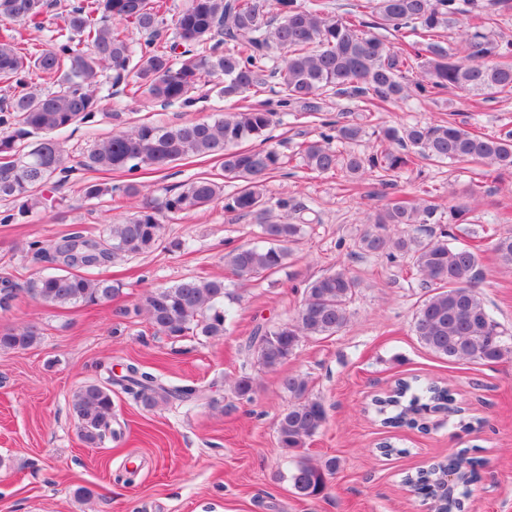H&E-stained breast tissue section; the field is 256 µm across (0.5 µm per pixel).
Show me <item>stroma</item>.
Listing matches in <instances>:
<instances>
[{"mask_svg": "<svg viewBox=\"0 0 512 512\" xmlns=\"http://www.w3.org/2000/svg\"><path fill=\"white\" fill-rule=\"evenodd\" d=\"M471 24L492 39L512 41V0H495L482 18L461 16L442 29L450 52L460 50V34ZM321 106L316 117L276 113L271 133L281 153L318 139L323 121L342 118L363 125L353 149L369 152L377 132L366 124L358 99L333 96ZM224 107L213 93L189 109L119 94L94 126L71 127L65 138L68 146L80 149L119 128L157 119L168 124L206 119ZM115 111L121 112L120 120L112 119ZM449 117L491 135L512 130V95L451 90L435 102L411 97L388 104L382 121L401 127ZM219 171L216 160L194 158L162 171L116 173L112 182L133 181L161 196ZM266 192L272 219L298 223L302 206L317 218L294 245L287 265L269 278L242 282L229 276L224 252L257 244V220L230 218L219 201L166 224L165 237L186 240L187 252L160 247L89 270L91 278L119 284L111 302L61 308L23 294L8 312L0 311V329L31 325L40 333L34 346L0 353V512H431L429 502L402 479L463 448L483 461L478 481L469 487L468 512H512V361L461 365L433 355L413 332L426 291L411 277L409 257L356 255L359 238L377 212L408 197L434 201L443 215L449 206L467 205L464 221L449 225V234L461 243L486 236L493 218L512 219V172L434 163L402 171L386 185L369 175L350 191L342 176L297 167L275 172ZM55 198L52 210L18 224H0V272L26 282L44 268L29 253L28 242L56 244L134 211L124 196L86 202L66 188ZM282 199L289 209L279 208ZM340 269L359 281L346 329L305 341L281 372L263 369L244 348L251 327L288 321L307 282ZM189 277L224 279L236 311L224 336H166L155 333L145 315L135 314L148 289ZM477 287L493 317L512 331V269L484 253ZM132 363L150 367L170 384L201 386L204 395L148 410L132 396L115 392L117 437L99 448L86 447L71 409L74 392L97 379L101 366L119 375ZM243 373L257 382L248 401L230 388ZM283 373L306 376L327 408L325 425L304 449L311 460L340 462L328 494L318 499L296 495L285 479L291 457L279 448L275 433L276 419L288 406L278 386ZM411 378L449 385L458 413H425L421 430L385 428L374 421L366 411L373 395ZM385 442L400 447V454L380 453ZM131 457L140 468L128 484L117 475ZM83 487L90 496L80 495Z\"/></svg>", "mask_w": 512, "mask_h": 512, "instance_id": "obj_1", "label": "stroma"}]
</instances>
